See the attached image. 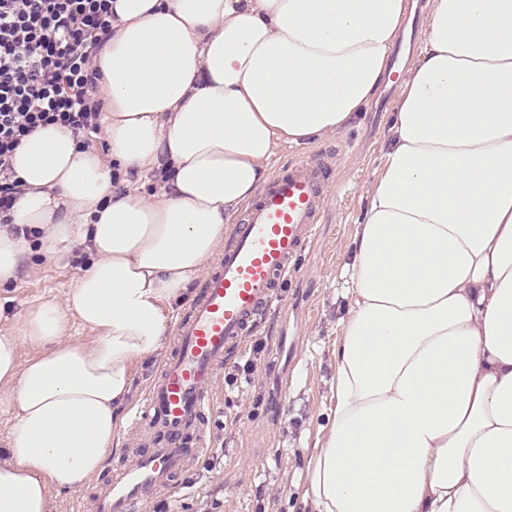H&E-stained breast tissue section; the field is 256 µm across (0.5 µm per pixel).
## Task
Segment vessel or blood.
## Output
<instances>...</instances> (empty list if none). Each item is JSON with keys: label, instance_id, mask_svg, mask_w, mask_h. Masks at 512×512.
<instances>
[{"label": "vessel or blood", "instance_id": "vessel-or-blood-1", "mask_svg": "<svg viewBox=\"0 0 512 512\" xmlns=\"http://www.w3.org/2000/svg\"><path fill=\"white\" fill-rule=\"evenodd\" d=\"M332 165L322 155L299 158L275 173L244 213L186 314L175 324L174 348L152 378L132 419L138 445L74 512H153L157 488H177L210 445L206 413L213 384L281 288L301 271L300 258L317 235L329 200Z\"/></svg>", "mask_w": 512, "mask_h": 512}]
</instances>
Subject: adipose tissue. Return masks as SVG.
<instances>
[{
  "instance_id": "adipose-tissue-1",
  "label": "adipose tissue",
  "mask_w": 512,
  "mask_h": 512,
  "mask_svg": "<svg viewBox=\"0 0 512 512\" xmlns=\"http://www.w3.org/2000/svg\"><path fill=\"white\" fill-rule=\"evenodd\" d=\"M105 149L58 126L15 151L0 288L84 269L0 336V512H52L116 445L140 359L270 177L278 143L343 131L408 0H112ZM335 405L312 512H512V0H428L349 244ZM76 317L90 340L69 336ZM37 355L20 363L22 345Z\"/></svg>"
}]
</instances>
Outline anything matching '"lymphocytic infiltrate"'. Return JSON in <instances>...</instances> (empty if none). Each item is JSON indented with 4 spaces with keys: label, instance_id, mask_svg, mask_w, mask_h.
Masks as SVG:
<instances>
[{
    "label": "lymphocytic infiltrate",
    "instance_id": "f902f5d3",
    "mask_svg": "<svg viewBox=\"0 0 512 512\" xmlns=\"http://www.w3.org/2000/svg\"><path fill=\"white\" fill-rule=\"evenodd\" d=\"M111 34V0H0V231L16 229L12 157L27 137L48 125L99 132L95 50Z\"/></svg>",
    "mask_w": 512,
    "mask_h": 512
}]
</instances>
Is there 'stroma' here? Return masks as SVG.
<instances>
[{
    "label": "stroma",
    "mask_w": 512,
    "mask_h": 512,
    "mask_svg": "<svg viewBox=\"0 0 512 512\" xmlns=\"http://www.w3.org/2000/svg\"><path fill=\"white\" fill-rule=\"evenodd\" d=\"M393 105L370 100L341 133L306 147L278 146V171L309 152L332 154L338 185L319 224L318 241L300 259L299 278L282 292L287 304L270 311L258 329L266 340L257 376L246 381L234 365L216 380L217 400L207 413L212 445L184 476L180 491L163 490L169 512H306L304 469L308 449L333 404V348L347 307L343 269L354 227L382 165ZM82 260L29 264L16 285L0 288V335L17 330V315L41 297L62 298Z\"/></svg>",
    "instance_id": "obj_1"
}]
</instances>
